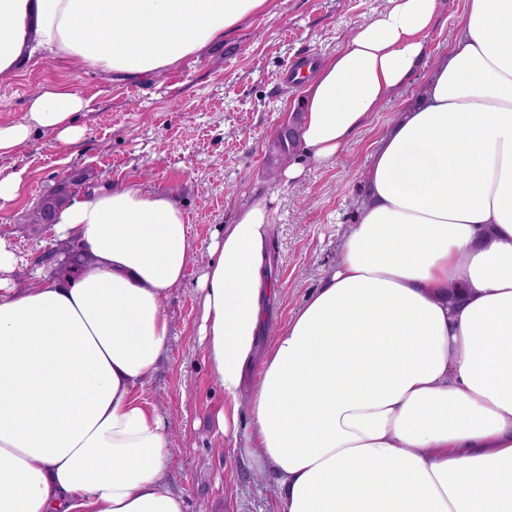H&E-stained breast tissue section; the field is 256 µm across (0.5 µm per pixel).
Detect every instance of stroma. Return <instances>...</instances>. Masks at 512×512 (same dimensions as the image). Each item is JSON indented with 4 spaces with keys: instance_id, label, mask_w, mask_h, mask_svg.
Here are the masks:
<instances>
[{
    "instance_id": "obj_1",
    "label": "stroma",
    "mask_w": 512,
    "mask_h": 512,
    "mask_svg": "<svg viewBox=\"0 0 512 512\" xmlns=\"http://www.w3.org/2000/svg\"><path fill=\"white\" fill-rule=\"evenodd\" d=\"M272 13L257 15L242 30L203 54L142 82L106 81L45 57L31 69L0 79V121L21 118L40 86L70 85L89 99L76 123L84 136L74 149L36 138L0 157V177L20 174L17 198L0 201V239L16 252L15 283L29 281L45 252L58 248L54 226L29 224L41 198L63 181L73 196L101 181H145L181 206L195 255L184 284L164 302L171 349L144 386L148 407L164 414L173 434L167 484L185 497V512H281L272 475H258L238 452L215 438L213 414L224 395L203 361L202 309L195 282L208 260L215 233L238 210L265 200L275 254L271 277L277 296L269 302L260 348L332 272L339 244L352 224L364 187L368 157L396 112L414 102L436 62L452 46L465 0H442L425 37L427 55L399 93L373 113L336 160L305 162L295 180L267 172L271 143L280 126L302 112L300 83H286L298 61L335 52L351 31L385 0H275Z\"/></svg>"
}]
</instances>
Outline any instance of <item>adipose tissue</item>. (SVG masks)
I'll list each match as a JSON object with an SVG mask.
<instances>
[{"label":"adipose tissue","instance_id":"1","mask_svg":"<svg viewBox=\"0 0 512 512\" xmlns=\"http://www.w3.org/2000/svg\"><path fill=\"white\" fill-rule=\"evenodd\" d=\"M272 0H0V76L41 51L138 82L197 56ZM440 0H387L296 73L305 159H336L422 62ZM73 87L0 123V156L76 146ZM335 272L281 326L269 216L240 208L197 280L215 436L273 473L282 512H512V0H466L453 47L397 112ZM77 277L26 284L0 240V512H184L172 440L139 392L170 350L163 313L195 251L183 210L138 181L61 208ZM249 424L241 426L240 413Z\"/></svg>","mask_w":512,"mask_h":512}]
</instances>
